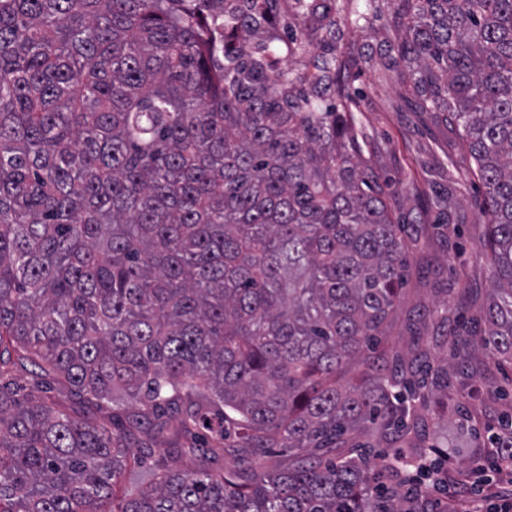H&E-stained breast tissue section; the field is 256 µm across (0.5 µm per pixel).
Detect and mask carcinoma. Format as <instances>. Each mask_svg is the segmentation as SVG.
Here are the masks:
<instances>
[{
	"mask_svg": "<svg viewBox=\"0 0 512 512\" xmlns=\"http://www.w3.org/2000/svg\"><path fill=\"white\" fill-rule=\"evenodd\" d=\"M417 112L462 129L485 188L492 293L478 345L512 361V0H391ZM380 0H0V512H380L372 430L408 453L402 390L430 348L366 353L408 243L364 157L341 43ZM314 54L290 70L281 57ZM365 376L349 386L346 366ZM29 362L129 423L210 433L123 486L154 449L12 387ZM272 448L296 452L269 472Z\"/></svg>",
	"mask_w": 512,
	"mask_h": 512,
	"instance_id": "1",
	"label": "carcinoma"
}]
</instances>
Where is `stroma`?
<instances>
[{"instance_id":"stroma-1","label":"stroma","mask_w":512,"mask_h":512,"mask_svg":"<svg viewBox=\"0 0 512 512\" xmlns=\"http://www.w3.org/2000/svg\"><path fill=\"white\" fill-rule=\"evenodd\" d=\"M389 14L349 41L372 47L370 58L350 69L354 115L368 134L364 154L388 181L395 210L408 227L418 229L420 243L410 252L406 283L381 338V348L405 352L413 340L459 335L476 325L492 288L490 255L483 246L488 215L475 162L457 127L433 112H415L411 91L389 69L379 45L394 39ZM477 372L466 376L449 366V397L419 402L428 426L423 448L449 450V481L429 489L420 512L435 501L459 497L458 474L469 472L488 444V430L512 415V365L498 363L483 351L473 353ZM130 429L129 444H150L154 458L128 476L129 484L152 481L168 448L182 450L187 469L200 464L202 442L158 436L146 428Z\"/></svg>"}]
</instances>
